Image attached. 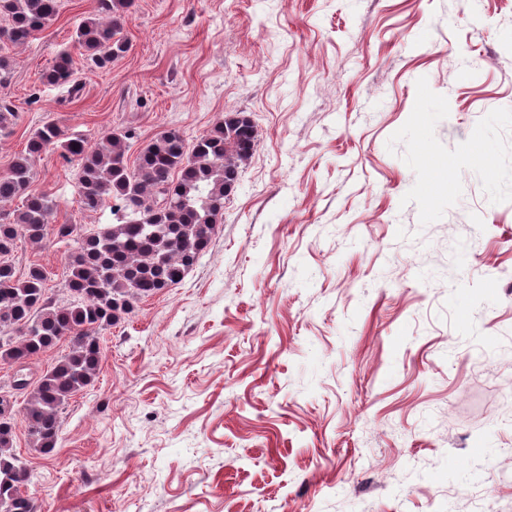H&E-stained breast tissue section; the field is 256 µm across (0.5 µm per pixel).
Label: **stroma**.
<instances>
[{
    "label": "stroma",
    "instance_id": "obj_1",
    "mask_svg": "<svg viewBox=\"0 0 512 512\" xmlns=\"http://www.w3.org/2000/svg\"><path fill=\"white\" fill-rule=\"evenodd\" d=\"M63 0L0 47V173L45 124L136 159L227 112L257 142L184 280L102 333L52 453L15 452L37 512H512V0H136L104 69ZM78 97L47 86L60 51ZM53 150L51 224L82 209ZM475 249L454 256V242ZM68 247L19 240L65 299Z\"/></svg>",
    "mask_w": 512,
    "mask_h": 512
}]
</instances>
